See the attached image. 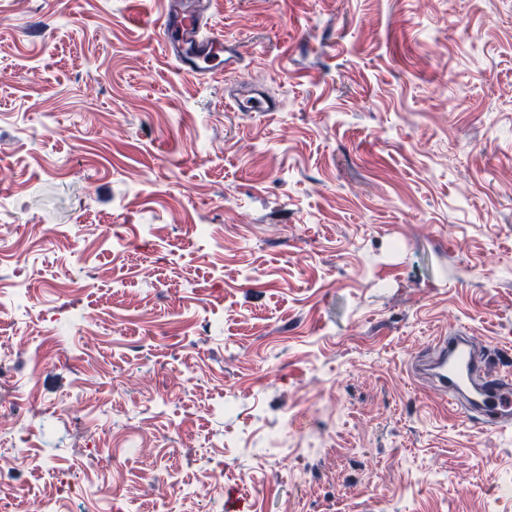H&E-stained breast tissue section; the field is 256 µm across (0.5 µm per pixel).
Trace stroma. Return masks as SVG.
Listing matches in <instances>:
<instances>
[{
	"mask_svg": "<svg viewBox=\"0 0 512 512\" xmlns=\"http://www.w3.org/2000/svg\"><path fill=\"white\" fill-rule=\"evenodd\" d=\"M159 9L0 0V223L36 228L0 235V291L35 266L45 314L0 323V404L39 396L0 490L55 470L75 512H170L217 474L188 512H512V423L408 371L454 328L512 371V0H210L242 55L196 78ZM243 85L278 111L226 106Z\"/></svg>",
	"mask_w": 512,
	"mask_h": 512,
	"instance_id": "stroma-1",
	"label": "stroma"
}]
</instances>
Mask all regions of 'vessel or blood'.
<instances>
[{"mask_svg": "<svg viewBox=\"0 0 512 512\" xmlns=\"http://www.w3.org/2000/svg\"><path fill=\"white\" fill-rule=\"evenodd\" d=\"M206 16L169 0L158 26V42L180 71L200 75L195 56L217 55L224 44L222 33L208 30ZM241 112H274L275 100L253 92L234 96ZM414 376L425 380L449 406L484 428L512 422V379L491 368L488 351L470 336L456 330L438 337L433 346L416 353L410 364Z\"/></svg>", "mask_w": 512, "mask_h": 512, "instance_id": "1", "label": "vessel or blood"}]
</instances>
